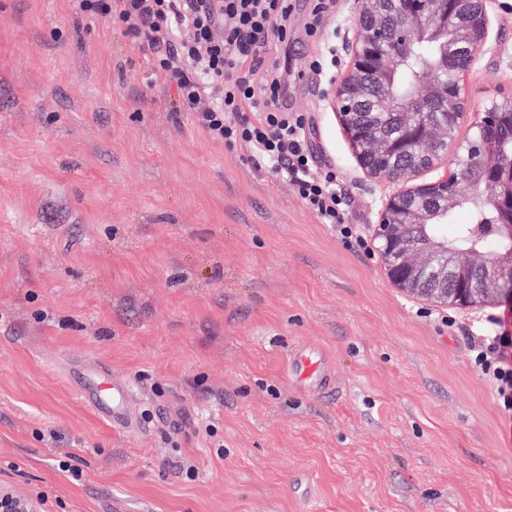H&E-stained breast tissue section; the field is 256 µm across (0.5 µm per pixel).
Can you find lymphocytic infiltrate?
<instances>
[{"label":"lymphocytic infiltrate","mask_w":512,"mask_h":512,"mask_svg":"<svg viewBox=\"0 0 512 512\" xmlns=\"http://www.w3.org/2000/svg\"><path fill=\"white\" fill-rule=\"evenodd\" d=\"M82 16L119 24L145 43L152 71L176 91V109L194 113L216 141L247 145L264 166L289 181L322 223L344 239L346 198L334 172H318L306 144L307 121L289 111L286 78L267 64L271 45L288 40L290 0H77ZM474 365L512 419V322L495 318Z\"/></svg>","instance_id":"1"}]
</instances>
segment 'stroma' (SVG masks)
<instances>
[{
	"instance_id": "obj_1",
	"label": "stroma",
	"mask_w": 512,
	"mask_h": 512,
	"mask_svg": "<svg viewBox=\"0 0 512 512\" xmlns=\"http://www.w3.org/2000/svg\"><path fill=\"white\" fill-rule=\"evenodd\" d=\"M292 5L288 108L365 251L176 111L111 22L0 0V485L47 512H512V422L470 359L512 304L391 284L373 227L395 186L353 156ZM492 7L476 110L512 94V10ZM301 345L333 388L289 378ZM102 370L136 383V428L74 392Z\"/></svg>"
}]
</instances>
